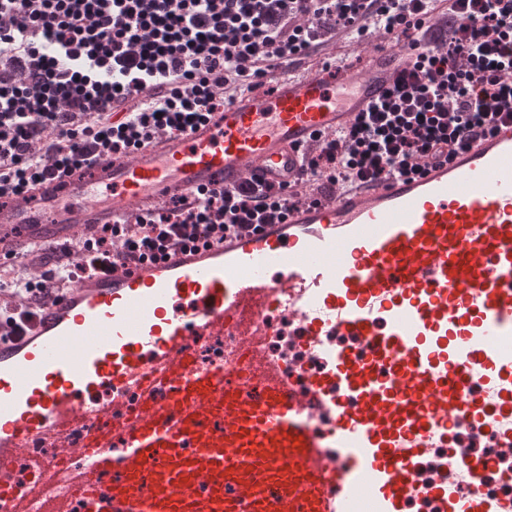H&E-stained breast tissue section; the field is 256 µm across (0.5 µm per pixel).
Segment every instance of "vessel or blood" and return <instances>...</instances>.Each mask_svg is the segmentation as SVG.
I'll use <instances>...</instances> for the list:
<instances>
[{
  "mask_svg": "<svg viewBox=\"0 0 512 512\" xmlns=\"http://www.w3.org/2000/svg\"><path fill=\"white\" fill-rule=\"evenodd\" d=\"M274 74L185 133L0 206V257L172 195L295 184L409 67ZM307 364L267 348L271 315ZM345 336L349 345L331 339ZM512 453V119L419 175L337 189L280 224L94 273L0 326V512H512L487 493ZM437 478H420L432 449Z\"/></svg>",
  "mask_w": 512,
  "mask_h": 512,
  "instance_id": "obj_1",
  "label": "vessel or blood"
}]
</instances>
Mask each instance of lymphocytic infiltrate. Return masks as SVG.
Wrapping results in <instances>:
<instances>
[{
  "label": "lymphocytic infiltrate",
  "mask_w": 512,
  "mask_h": 512,
  "mask_svg": "<svg viewBox=\"0 0 512 512\" xmlns=\"http://www.w3.org/2000/svg\"><path fill=\"white\" fill-rule=\"evenodd\" d=\"M380 32L416 57L370 111L309 155V190L246 182L175 195L135 223L72 241L71 267L24 246L0 263L6 310L28 317L75 271L208 246L283 222L310 192L450 158L512 114V0H0L1 204L187 130L327 39L361 45Z\"/></svg>",
  "instance_id": "obj_1"
}]
</instances>
